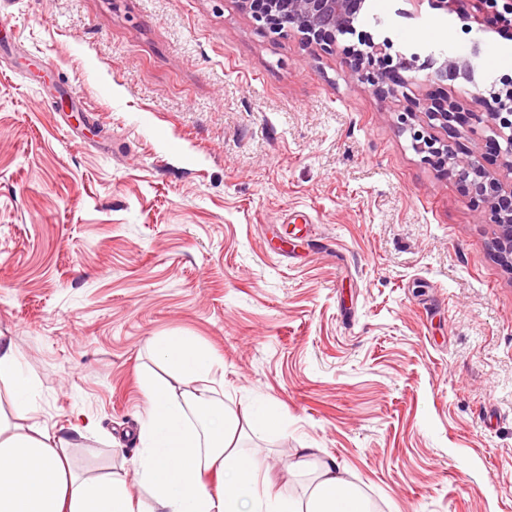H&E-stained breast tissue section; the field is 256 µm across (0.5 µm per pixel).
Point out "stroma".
Masks as SVG:
<instances>
[{"label":"stroma","instance_id":"1","mask_svg":"<svg viewBox=\"0 0 512 512\" xmlns=\"http://www.w3.org/2000/svg\"><path fill=\"white\" fill-rule=\"evenodd\" d=\"M364 4L356 34L303 46L240 0H10L0 7V337L35 383L34 420L91 422L80 475L134 479L131 431L160 335L224 363V402L287 421L260 443L277 480L323 449L374 512H512V268L485 206L425 160L404 113L460 103L456 148L503 182L486 122L493 25L434 0ZM440 30L398 94L354 72L358 33L390 56ZM453 60L459 74L436 71ZM312 228L297 231L295 215Z\"/></svg>","mask_w":512,"mask_h":512}]
</instances>
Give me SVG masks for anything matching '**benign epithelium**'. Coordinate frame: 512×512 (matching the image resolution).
Returning a JSON list of instances; mask_svg holds the SVG:
<instances>
[{"instance_id": "benign-epithelium-1", "label": "benign epithelium", "mask_w": 512, "mask_h": 512, "mask_svg": "<svg viewBox=\"0 0 512 512\" xmlns=\"http://www.w3.org/2000/svg\"><path fill=\"white\" fill-rule=\"evenodd\" d=\"M358 0H264L265 11L256 15L264 25L273 31L285 27L297 31L301 44L331 47L336 34L350 30L356 15L354 4ZM479 14L489 19L512 15V0H467ZM389 42L366 45L359 50L356 73L360 80L372 87L380 96L396 92V86L405 79L394 72L377 67L381 57L386 55ZM498 101L499 111L492 113L490 129L496 138L495 144L504 163L512 170V82L501 85L493 93ZM459 106L447 99L426 104L427 123L421 128L410 122V115L403 117V124L410 131L419 152L427 160L453 172L466 188L468 194L489 208L491 220L498 225L496 246L504 257H512V183L489 176L479 161L472 157L461 160L450 145L436 137L430 130L438 127L448 130L455 121Z\"/></svg>"}]
</instances>
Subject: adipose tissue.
<instances>
[{
  "label": "adipose tissue",
  "mask_w": 512,
  "mask_h": 512,
  "mask_svg": "<svg viewBox=\"0 0 512 512\" xmlns=\"http://www.w3.org/2000/svg\"><path fill=\"white\" fill-rule=\"evenodd\" d=\"M148 348L181 384L150 380L143 387L147 407L136 436L142 495L132 493L124 474L70 471L67 454L80 426L18 432L0 421V512H372L335 461L314 448L299 449L289 465L311 470L307 496L272 491L265 459L241 441L281 429L277 409L261 404L239 418L217 397L221 361L190 337L156 336ZM4 376L12 380L21 415L34 413L31 382L9 344L0 346Z\"/></svg>",
  "instance_id": "obj_1"
}]
</instances>
